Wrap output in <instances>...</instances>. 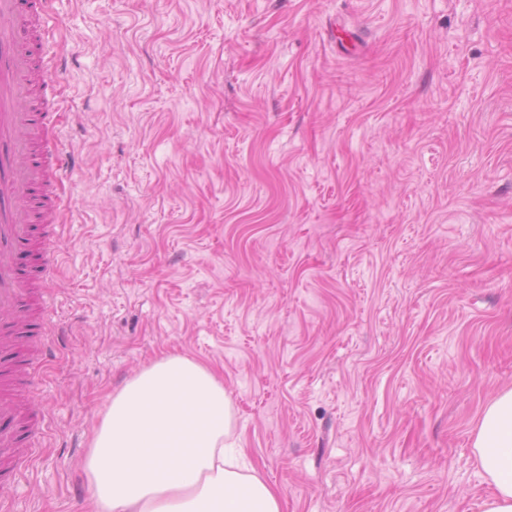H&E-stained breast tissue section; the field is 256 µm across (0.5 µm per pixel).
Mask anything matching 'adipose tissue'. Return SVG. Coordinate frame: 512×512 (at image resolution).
I'll list each match as a JSON object with an SVG mask.
<instances>
[{
    "label": "adipose tissue",
    "instance_id": "ef3b65f1",
    "mask_svg": "<svg viewBox=\"0 0 512 512\" xmlns=\"http://www.w3.org/2000/svg\"><path fill=\"white\" fill-rule=\"evenodd\" d=\"M234 410L205 363L165 354L112 396L84 462L97 512H283L233 440ZM473 448L494 486L484 512H512V388L485 408Z\"/></svg>",
    "mask_w": 512,
    "mask_h": 512
}]
</instances>
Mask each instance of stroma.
I'll use <instances>...</instances> for the list:
<instances>
[{
	"mask_svg": "<svg viewBox=\"0 0 512 512\" xmlns=\"http://www.w3.org/2000/svg\"><path fill=\"white\" fill-rule=\"evenodd\" d=\"M68 176L0 512H95L112 395L210 366L284 512H483L512 388V0H49ZM473 448L494 486L483 512H512V388L500 391L483 411Z\"/></svg>",
	"mask_w": 512,
	"mask_h": 512,
	"instance_id": "1",
	"label": "stroma"
}]
</instances>
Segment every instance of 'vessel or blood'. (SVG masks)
<instances>
[{
	"instance_id": "1",
	"label": "vessel or blood",
	"mask_w": 512,
	"mask_h": 512,
	"mask_svg": "<svg viewBox=\"0 0 512 512\" xmlns=\"http://www.w3.org/2000/svg\"><path fill=\"white\" fill-rule=\"evenodd\" d=\"M45 17V0H0V353L22 350V336L31 321L23 310L35 300V286L21 270L22 254L35 248L37 263L48 271L57 265L53 241L57 225H46L35 239L26 203L33 187L58 190L67 172L58 142L46 134L55 127V112L34 105V97L48 98L54 88L50 69L38 67L30 51L37 27ZM19 403L0 392V454L21 458L12 424Z\"/></svg>"
}]
</instances>
